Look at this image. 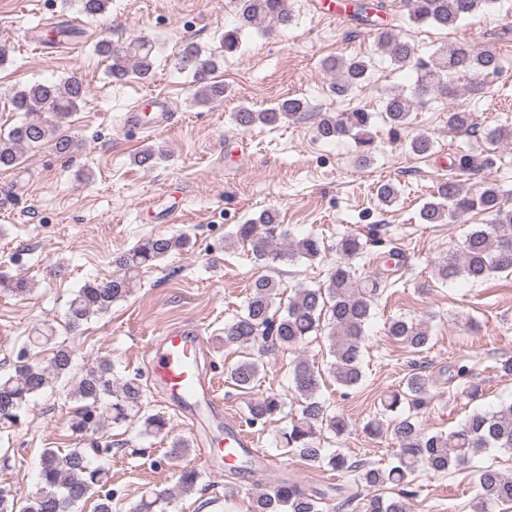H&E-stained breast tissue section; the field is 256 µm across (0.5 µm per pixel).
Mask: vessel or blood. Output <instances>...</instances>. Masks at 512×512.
<instances>
[{"label": "vessel or blood", "mask_w": 512, "mask_h": 512, "mask_svg": "<svg viewBox=\"0 0 512 512\" xmlns=\"http://www.w3.org/2000/svg\"><path fill=\"white\" fill-rule=\"evenodd\" d=\"M176 118L171 100L163 95L142 96L124 119L126 129L142 133L171 126ZM206 340L179 328L164 330L156 336L151 347L148 372L159 386L165 399L181 409L193 427H200L202 410H214L220 401L212 379L206 378L200 368L205 354ZM227 459L243 455H257L253 436L242 424L227 421L224 435Z\"/></svg>", "instance_id": "1"}]
</instances>
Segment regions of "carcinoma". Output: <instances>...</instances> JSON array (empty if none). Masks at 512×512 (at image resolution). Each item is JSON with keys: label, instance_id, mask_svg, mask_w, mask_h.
Here are the masks:
<instances>
[{"label": "carcinoma", "instance_id": "1", "mask_svg": "<svg viewBox=\"0 0 512 512\" xmlns=\"http://www.w3.org/2000/svg\"><path fill=\"white\" fill-rule=\"evenodd\" d=\"M490 0H407L409 20L417 26H433L455 30L460 23L483 10ZM80 12L89 19L106 10L110 0H78ZM238 24L224 30V53L232 54L241 47V31L253 25L270 28L286 27L293 21L287 0H237ZM385 0L358 5L357 19L374 23L372 13H384ZM83 31L70 21H61L51 29L53 45H75ZM378 47L392 62L402 67L414 64L417 71L415 96L402 93L390 96L384 103V113L390 133L398 137L410 123L415 98L430 91L444 95L452 93L447 77L450 73L479 77L500 69L496 52L477 50L462 41L433 53L424 60L416 57L415 48L394 26L379 33ZM94 50L107 61V74L119 82L135 74L142 79L152 76L155 55L152 44L132 38L122 46L101 40ZM176 68L192 76L194 100L211 104L224 99L223 83L213 80L219 69V56L204 53L197 45L187 44L175 62ZM328 70L336 73L332 94L342 97L365 82L369 63L362 59H331ZM87 87L82 78L72 75L62 83L36 81L17 89L11 97L16 112L27 118L0 137V170L13 169L19 164L21 149L53 143L61 154L70 152L75 141L59 133V121L78 110L85 101ZM306 112L299 98H286L276 106L253 110L241 107L231 113L232 123L247 131L257 125L275 126L297 119ZM371 115L363 110L341 116L326 113L318 121L319 135L332 140L351 137L358 152L356 161L364 166L371 160L374 138L370 132ZM478 123L473 113L448 111V129L474 132ZM410 151L428 156L434 151L431 136L419 134L408 142ZM167 157V151L148 147L134 157L140 167L151 168ZM398 198L391 182L377 186L376 199L381 206H390ZM491 217L487 224L476 225L467 235L463 247L434 265L437 279H462L478 283L494 274H512V210H505L497 187L485 185L474 193L462 191L457 179L437 185L432 199L419 211L423 224H445L471 213ZM229 238L247 249L255 261L265 265L270 261L313 262L322 256L325 244L312 233L288 238L281 229L278 214L263 211L258 218L236 224ZM382 242L381 226L372 225L367 234L341 235L333 249L339 256L328 270L326 281L317 288H299L288 300L285 311L274 308L279 284L267 275L251 284L244 312L224 327L220 346L239 351V358L224 370L225 381L238 391L250 394L262 385L267 359L278 351L295 347L311 336L327 329L329 354L332 360L321 370L305 359H298L291 372V395L267 392L247 406L246 423L253 427L284 414L288 400L300 406L301 416L280 431L281 447L305 464L352 477L347 485L304 489L283 480L272 489L260 493L253 512H341L356 505L362 512H410L409 499L417 495L416 474H445L463 467L490 448L512 450V402L493 411L476 410L457 428L448 432L423 434L416 417L428 403L433 380L416 365L397 388L381 398L382 413L394 416L392 437L397 444L396 461L390 467L376 468L368 462L355 461L337 448L328 445L348 429V422L330 410L319 399L324 374L337 385L352 389L363 378L365 328L374 316L382 292L393 286L391 276L402 267L403 255L391 249L375 261V268L364 278L356 276L358 259L365 258L369 249ZM189 239L183 235H156L140 240L132 249L113 259L124 271L121 277L94 279L85 282L68 302L65 324L78 329L92 315L108 310L112 304L126 299L134 278L142 269L187 248ZM387 335L415 353L424 352L432 341L429 322L393 319L386 327ZM54 340L53 329H36L27 336L19 354V365L12 373L0 375V430L16 426L28 402L43 393L61 378L69 375L73 351L63 345L53 347L49 364L29 361L30 352L43 348ZM459 381L460 394L474 399L481 393V382L466 364L448 367V381ZM69 397L79 403L71 419L70 429L83 436L99 430L104 424L119 425L135 420L147 435L169 434V422L159 414L147 411L146 389L139 376L120 378L111 360L101 358L85 370ZM112 451L110 446L92 443V449L72 448L61 456L54 449H45L35 492L21 496L10 488L0 487V512H75L77 506L94 500V512H112L116 493L110 488V469L101 456ZM480 489L478 512H490L494 506L512 503V478L493 465L476 470ZM202 474L185 467L179 472L176 494L187 496L195 492ZM391 485L394 496L384 498L369 495L372 488ZM173 497L171 492L152 491L142 497L132 512H157L159 504Z\"/></svg>", "mask_w": 512, "mask_h": 512}]
</instances>
